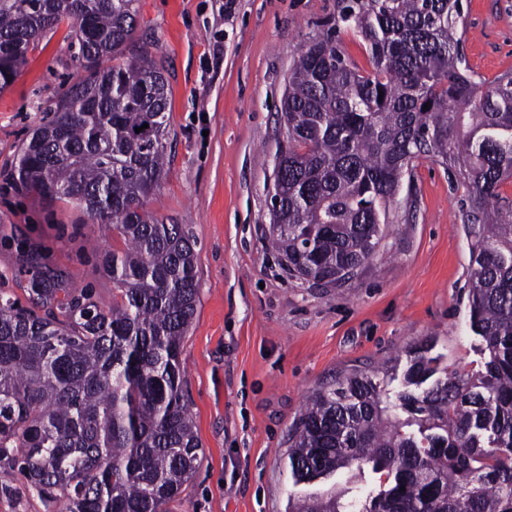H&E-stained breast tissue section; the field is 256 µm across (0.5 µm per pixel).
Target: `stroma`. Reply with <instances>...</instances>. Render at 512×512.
<instances>
[{"mask_svg": "<svg viewBox=\"0 0 512 512\" xmlns=\"http://www.w3.org/2000/svg\"><path fill=\"white\" fill-rule=\"evenodd\" d=\"M139 0L137 39L168 84L167 174L150 210L186 225L197 257L198 303L184 339L185 402L203 458L169 512H286L288 498L343 490L339 474L294 484L288 430L317 390L348 370L405 364L429 340L463 373L481 371L468 326L471 264L462 189L428 159L405 174L374 258L351 281L291 277L266 246L275 162L285 144L282 99L298 50L328 27L361 71L366 43L336 26L340 0ZM460 51L475 78L512 70V0H461ZM60 24L0 93V293L42 311L35 272L112 303V281L89 242L110 231L63 201L18 188L17 151L81 72ZM0 512H63L12 467L0 466Z\"/></svg>", "mask_w": 512, "mask_h": 512, "instance_id": "stroma-1", "label": "stroma"}]
</instances>
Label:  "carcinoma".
I'll list each match as a JSON object with an SVG mask.
<instances>
[{"label": "carcinoma", "instance_id": "1", "mask_svg": "<svg viewBox=\"0 0 512 512\" xmlns=\"http://www.w3.org/2000/svg\"><path fill=\"white\" fill-rule=\"evenodd\" d=\"M137 3L0 0V92L63 21L84 71L22 143L16 185L69 200L123 242L98 251L107 312L93 291L43 279L35 292L58 318L0 294V461L65 512H167L202 456L181 361L196 257L184 225L149 209L166 174L168 92L134 48ZM339 22L367 44L372 71L345 60L334 29L298 51L270 245L291 276L342 284L339 271L375 254L403 174L422 158L445 165L472 225L469 326L486 359L463 374L428 344L409 354L392 402L386 366L314 393L289 431L295 483L369 472L379 491L291 496L289 512H512V207L501 193L512 184V73H470L460 0H341Z\"/></svg>", "mask_w": 512, "mask_h": 512}]
</instances>
